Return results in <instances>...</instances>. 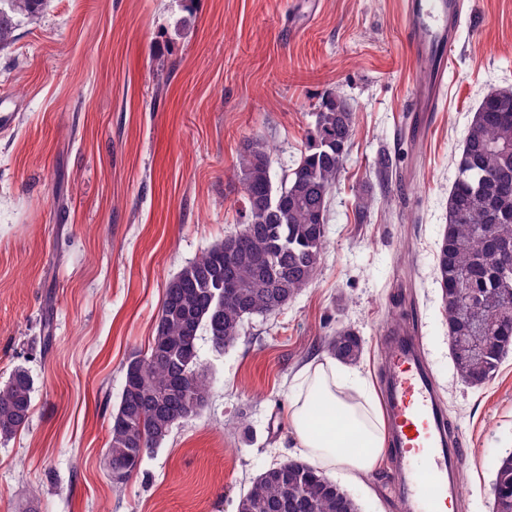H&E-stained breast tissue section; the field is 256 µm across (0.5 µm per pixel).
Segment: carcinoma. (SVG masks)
<instances>
[{
	"mask_svg": "<svg viewBox=\"0 0 512 512\" xmlns=\"http://www.w3.org/2000/svg\"><path fill=\"white\" fill-rule=\"evenodd\" d=\"M48 0H0V49L16 30L40 15ZM354 106L336 94L314 113L307 146L280 184L271 149L261 138L246 144L238 168L245 221L207 248L166 285L147 351L132 357L113 408L106 457L125 470L119 484L140 471L173 428L199 415L211 385L201 370L198 340L209 336L217 352L240 338L245 321L279 313L314 280L326 243L328 201L349 154ZM448 195V226L434 269L448 325L467 332L475 324L494 342L480 357L451 355L457 375L484 384L512 349V320L488 311L500 298L512 305V90L486 95L477 107ZM239 239L233 256L224 250ZM466 282L467 287L457 284ZM331 354L357 361L364 342L350 327L327 338ZM34 379L15 367L0 383V442L29 426ZM495 512H512V457H504L492 483ZM237 512H358L351 495L320 471L290 460L261 472L240 497Z\"/></svg>",
	"mask_w": 512,
	"mask_h": 512,
	"instance_id": "carcinoma-1",
	"label": "carcinoma"
}]
</instances>
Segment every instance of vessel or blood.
<instances>
[{"label":"vessel or blood","mask_w":512,"mask_h":512,"mask_svg":"<svg viewBox=\"0 0 512 512\" xmlns=\"http://www.w3.org/2000/svg\"><path fill=\"white\" fill-rule=\"evenodd\" d=\"M407 45L428 71L416 85L411 111L434 112L448 79V60L461 20L460 0H406ZM387 359L381 381L392 465L388 482L409 512H448L460 494V441L448 430L435 378L417 337L397 328L382 338Z\"/></svg>","instance_id":"vessel-or-blood-1"}]
</instances>
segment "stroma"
I'll list each match as a JSON object with an SVG mask.
<instances>
[{"label":"stroma","mask_w":512,"mask_h":512,"mask_svg":"<svg viewBox=\"0 0 512 512\" xmlns=\"http://www.w3.org/2000/svg\"><path fill=\"white\" fill-rule=\"evenodd\" d=\"M405 27L401 0H49L19 27L0 50V113L17 116L0 131V381L22 365L35 392L28 429L0 443V512H237L261 471L298 456L285 414L299 368L348 326L379 390V338L406 314L465 448L453 512H493L512 453V352L485 384L459 379L434 255L474 113L512 88V0H464L443 109L427 117L408 109L423 66ZM330 92L356 126L315 280L223 352L199 339L206 407L113 484L109 416L168 281L242 224L246 141L273 148L282 178ZM385 153L396 171L381 182ZM368 189L388 204L361 220ZM387 471L332 480L359 512H406Z\"/></svg>","instance_id":"35a3bbf8"}]
</instances>
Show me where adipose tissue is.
I'll use <instances>...</instances> for the list:
<instances>
[{
  "instance_id": "ef3b65f1",
  "label": "adipose tissue",
  "mask_w": 512,
  "mask_h": 512,
  "mask_svg": "<svg viewBox=\"0 0 512 512\" xmlns=\"http://www.w3.org/2000/svg\"><path fill=\"white\" fill-rule=\"evenodd\" d=\"M287 416L298 452L320 469H340L354 480L383 457L384 423L371 417L359 373L335 360L324 359L297 376Z\"/></svg>"
}]
</instances>
